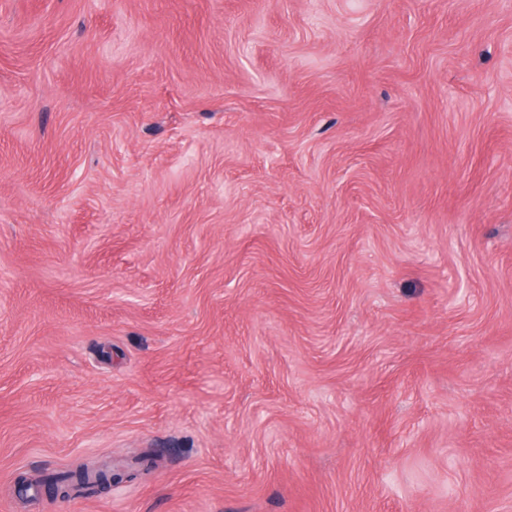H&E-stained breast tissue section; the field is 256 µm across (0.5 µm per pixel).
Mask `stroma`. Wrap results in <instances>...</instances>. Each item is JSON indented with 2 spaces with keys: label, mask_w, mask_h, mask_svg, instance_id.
<instances>
[{
  "label": "stroma",
  "mask_w": 512,
  "mask_h": 512,
  "mask_svg": "<svg viewBox=\"0 0 512 512\" xmlns=\"http://www.w3.org/2000/svg\"><path fill=\"white\" fill-rule=\"evenodd\" d=\"M0 512H512V0H0Z\"/></svg>",
  "instance_id": "stroma-1"
}]
</instances>
